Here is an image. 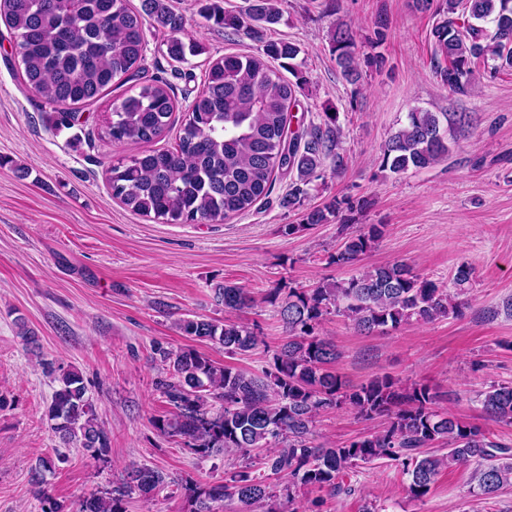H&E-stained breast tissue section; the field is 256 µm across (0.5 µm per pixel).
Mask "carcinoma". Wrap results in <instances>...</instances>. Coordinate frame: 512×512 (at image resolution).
<instances>
[{
    "mask_svg": "<svg viewBox=\"0 0 512 512\" xmlns=\"http://www.w3.org/2000/svg\"><path fill=\"white\" fill-rule=\"evenodd\" d=\"M414 6L434 17V75L452 94L466 97L476 81H492L501 70L512 68V0H414ZM144 11L132 10L128 0H0V20L16 37L22 79L54 108L51 119L62 126L71 125L75 112L141 72L143 16L174 34L184 31V17L164 0H145ZM202 13L214 26L258 42L260 48L209 65L202 90L187 107L176 146L112 165V197L131 212L161 223L219 224L267 198L278 173L294 172L296 179L281 206H301L313 182L345 167L344 156L335 151L337 113H325L320 124L290 130L296 92L306 77L295 63L301 47L268 37L283 19L279 0H248L238 12L224 10L219 0H207ZM387 36L382 15L363 37L347 23H336L331 51L347 83L360 82L365 68L385 70L387 58L377 48ZM272 60L288 61L295 81L283 77ZM178 110L171 85L156 77L112 103L99 137L116 146L152 143L171 128ZM470 125L472 116L464 112L414 110L385 143L380 167L394 174L429 168L448 156L449 139ZM367 206L365 199L335 197L305 211L301 223L286 225V231L293 235ZM384 233L383 224L367 225L347 237L329 262L355 265ZM472 275V268L460 263L452 293L410 265L394 262L313 288H271L264 302L276 308L286 336L259 374L217 363L193 348L154 345L159 369L153 386L169 411L152 418V427L199 460L222 454L240 458L239 464L224 473V481L209 483L132 463L116 485L69 508L45 487L44 473L61 461L46 454L31 476L41 512H128L132 495L150 499L164 490L185 497L190 512H215L214 504L226 499L247 510L261 504L265 512H282L284 504L309 492H354L348 479L376 460L400 465L414 498L428 493L441 470L471 462L476 463L473 479L480 494H495L512 481L511 446L437 408L430 389L418 382L404 384L385 375L360 386L346 385L330 371L340 357L336 345L319 333L333 313L346 317L362 334L458 315L463 306L458 296ZM215 295L231 311L255 302L251 293L230 283ZM177 327L186 336L221 345L231 356L261 343L254 332L228 319L183 318ZM40 365L58 383L47 410L55 436L67 448L101 458L109 448L108 434L82 373L45 360ZM480 404L486 417L512 423V385L490 386ZM341 408H351L366 420L385 416L388 423L336 445L316 442V417ZM435 446L448 452H427Z\"/></svg>",
    "mask_w": 512,
    "mask_h": 512,
    "instance_id": "obj_1",
    "label": "carcinoma"
}]
</instances>
